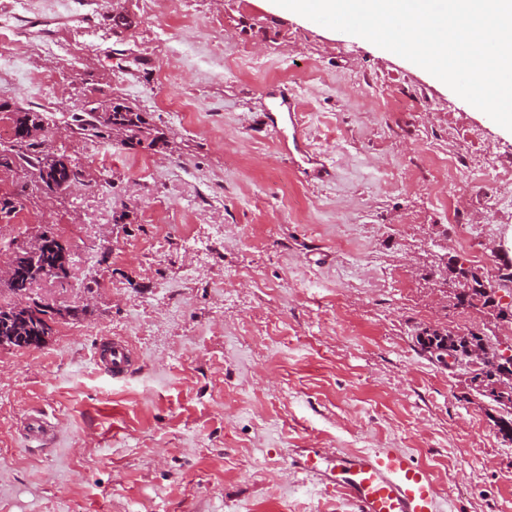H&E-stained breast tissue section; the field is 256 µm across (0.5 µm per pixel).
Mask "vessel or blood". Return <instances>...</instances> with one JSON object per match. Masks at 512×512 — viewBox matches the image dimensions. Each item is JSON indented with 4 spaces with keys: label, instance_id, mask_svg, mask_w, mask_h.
<instances>
[{
    "label": "vessel or blood",
    "instance_id": "b4317fda",
    "mask_svg": "<svg viewBox=\"0 0 512 512\" xmlns=\"http://www.w3.org/2000/svg\"><path fill=\"white\" fill-rule=\"evenodd\" d=\"M295 103L286 96L276 97L274 108L265 116L266 128L279 136L286 155H300L303 162L311 157L306 153L296 129ZM291 135H284V127ZM137 356L124 340L105 338L97 347L95 363L115 381L128 378ZM321 453L315 448L302 449L298 467L312 475L324 476L327 484L341 490L353 503L355 512H437L436 490L429 473L411 463L400 451H368L338 457L336 462L320 469Z\"/></svg>",
    "mask_w": 512,
    "mask_h": 512
}]
</instances>
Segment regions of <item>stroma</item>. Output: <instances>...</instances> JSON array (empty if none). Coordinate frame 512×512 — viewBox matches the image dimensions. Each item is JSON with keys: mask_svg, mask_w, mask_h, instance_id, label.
Masks as SVG:
<instances>
[{"mask_svg": "<svg viewBox=\"0 0 512 512\" xmlns=\"http://www.w3.org/2000/svg\"><path fill=\"white\" fill-rule=\"evenodd\" d=\"M68 42L39 69L67 85L45 147L85 172L52 195L0 170V264L48 232L66 278L31 300L54 309L36 349H0V512H353L291 464L399 450L432 475L437 512H512V444L415 337L442 326L512 349V323L442 307L434 255L497 274L512 261V133L442 81L369 41L273 0H68ZM128 16L129 28L112 25ZM399 108L375 102L380 83ZM293 91L312 153L305 177L265 128L263 86ZM121 98L165 140L129 149L72 133L87 98ZM456 157L465 183L434 177ZM478 225L483 261L458 243ZM141 358L114 382L100 329ZM52 427L28 441L27 417Z\"/></svg>", "mask_w": 512, "mask_h": 512, "instance_id": "obj_1", "label": "stroma"}]
</instances>
